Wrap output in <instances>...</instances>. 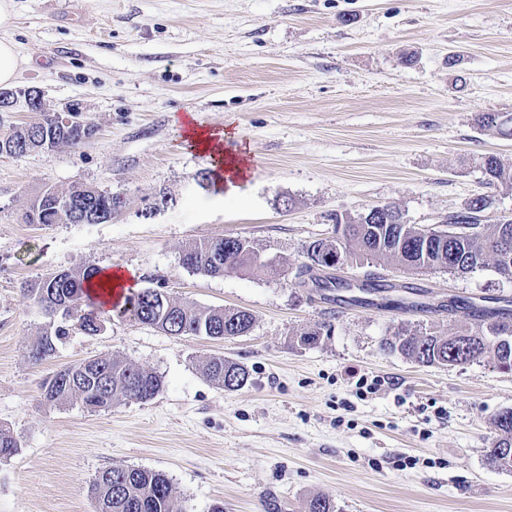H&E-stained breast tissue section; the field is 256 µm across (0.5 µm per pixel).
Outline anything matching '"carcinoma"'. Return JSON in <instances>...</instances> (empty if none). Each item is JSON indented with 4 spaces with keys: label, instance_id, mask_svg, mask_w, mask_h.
Masks as SVG:
<instances>
[{
    "label": "carcinoma",
    "instance_id": "cac0c4a2",
    "mask_svg": "<svg viewBox=\"0 0 512 512\" xmlns=\"http://www.w3.org/2000/svg\"><path fill=\"white\" fill-rule=\"evenodd\" d=\"M480 125L502 137H512V114L487 112L479 117ZM62 144H73L63 136L62 125L48 121L32 123L8 137L0 138V154L22 155L35 149H52ZM476 168L482 173L484 183L512 190V170L505 168L494 156L477 158ZM107 198L90 187L75 186L65 192L48 190L30 204L25 218L31 224H98L108 218ZM491 200L481 195L464 208L448 214V226L466 230L454 245L445 250L432 247L424 252L404 243L395 246L388 238L392 225L403 220L401 213L391 205H384L386 212L372 206L356 218L336 216V223L344 225L345 249L350 259L372 262L385 259L406 272L437 269L448 263V250L455 249V265L467 273L493 262L504 277L512 278V258L505 260L496 246L501 229H512V220L499 224L482 223L483 212ZM188 262L184 267L208 276L224 274L227 268L251 271L257 268L252 252H243L238 238L222 237L195 242L184 250ZM306 262L299 267L296 285L316 292L320 299L336 301L335 294L347 292L342 303L365 306L374 303L392 309H420L446 312L477 320L485 329L471 332L467 329L446 336L421 334L406 322L394 328L391 336L381 342L380 348L389 353H399L412 361L426 365H467L485 359L496 367L512 370V342H499L498 334L512 329V300L491 298L489 303H477L469 298L452 297L446 304L433 306L405 297L394 299L391 289L380 287L381 277L376 273L366 275L364 282L354 288L332 274L339 269L336 251L321 240L305 246ZM98 269L86 268L79 272L68 271L58 278L46 277L23 288L28 296L46 315L58 318L53 330L39 337L41 355H29L31 361L40 363L50 358L70 331L78 329L95 336L100 333V323L106 318L95 307L87 289L89 280ZM125 307L133 308L136 321L156 327L172 336H207L226 339L245 336L253 329L255 317L247 310L205 308L184 304L171 299L161 288H146L126 298ZM94 371H85L78 363L56 372L43 382L46 401L63 405L78 402L90 412L106 411L120 401L145 402L153 399L163 387L161 377L149 370L117 358H92ZM207 378L220 388L237 390L249 381V372L240 364L222 356L210 358L205 365ZM500 436L486 449L487 459L501 468H512V410L494 418ZM93 491L96 503L108 507V512H183L172 494L168 477L156 470L114 465L95 478Z\"/></svg>",
    "mask_w": 512,
    "mask_h": 512
}]
</instances>
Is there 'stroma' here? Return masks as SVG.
<instances>
[{
    "label": "stroma",
    "mask_w": 512,
    "mask_h": 512,
    "mask_svg": "<svg viewBox=\"0 0 512 512\" xmlns=\"http://www.w3.org/2000/svg\"><path fill=\"white\" fill-rule=\"evenodd\" d=\"M10 35L25 60L15 88L39 86L51 111L77 105L96 132L0 156V428L18 443L0 460V512H95L94 478L116 464L165 473L184 512H305L317 495L336 512H512V471L486 458L493 417L512 409V371L383 353L399 322L444 335L458 321L341 308L291 282L305 245L335 241L338 214L390 204L440 230L488 194L485 222L512 218V191L487 187L472 163L492 154L512 168V139L478 123L512 113V0H15ZM188 112L231 132L224 146L246 149L248 179L202 181L210 162L175 123ZM77 185L124 205L102 224L25 221L42 192ZM222 236L249 241L280 276L182 266L186 246ZM88 267L249 310L254 328L174 337L115 315L32 364L49 319L23 286ZM370 269L433 304L512 299V279L490 264L465 275ZM322 322L330 335L300 344ZM112 355L156 372L162 392L96 413L45 402L46 378ZM214 355L244 365L248 383L212 384L202 366ZM352 368L388 388L355 400ZM402 456L415 468L398 469Z\"/></svg>",
    "instance_id": "obj_1"
}]
</instances>
